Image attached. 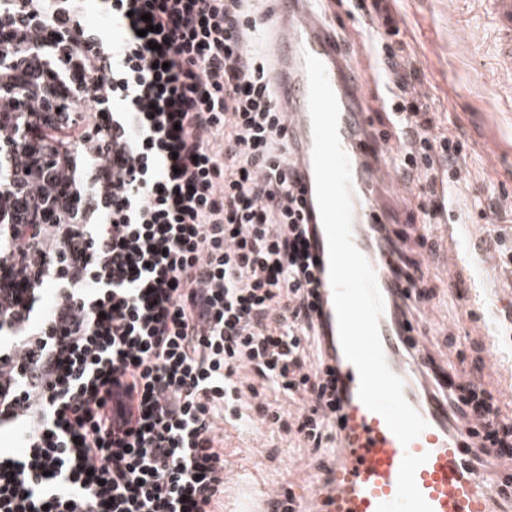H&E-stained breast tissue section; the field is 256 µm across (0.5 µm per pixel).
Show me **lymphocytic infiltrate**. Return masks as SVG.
Instances as JSON below:
<instances>
[{"label": "lymphocytic infiltrate", "mask_w": 512, "mask_h": 512, "mask_svg": "<svg viewBox=\"0 0 512 512\" xmlns=\"http://www.w3.org/2000/svg\"><path fill=\"white\" fill-rule=\"evenodd\" d=\"M0 0V512H216L224 427L325 469L340 399L256 0ZM419 244L470 198L387 0H345ZM52 302H44L45 292ZM300 401L286 416L267 396ZM512 461V417L449 388Z\"/></svg>", "instance_id": "lymphocytic-infiltrate-1"}]
</instances>
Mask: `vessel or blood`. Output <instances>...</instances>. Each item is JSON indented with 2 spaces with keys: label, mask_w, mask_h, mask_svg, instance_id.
Here are the masks:
<instances>
[{
  "label": "vessel or blood",
  "mask_w": 512,
  "mask_h": 512,
  "mask_svg": "<svg viewBox=\"0 0 512 512\" xmlns=\"http://www.w3.org/2000/svg\"><path fill=\"white\" fill-rule=\"evenodd\" d=\"M484 2L498 82L512 95V0ZM284 3L277 22L275 81L296 162L297 185L310 222L318 225L305 69V57L311 54L323 62L339 104V139L352 171L353 241L371 263L383 298L379 329L385 358L391 371L402 378L406 400L427 423L405 446L384 418L362 403L358 372L340 345L330 281L322 279L320 306L331 364L341 388V430L336 457L310 494L308 512H492L498 490L471 465L478 420L452 417L447 400L420 391L414 384L431 365L417 319H404L398 311L406 297L415 293L409 282L390 272L402 244L378 242L391 221L385 191L398 185L400 176L385 151L384 132L367 110L370 75L351 71L327 26V16L315 7L314 0ZM432 233L442 245L436 257L439 270L457 275L455 225H434Z\"/></svg>",
  "instance_id": "b4317fda"
}]
</instances>
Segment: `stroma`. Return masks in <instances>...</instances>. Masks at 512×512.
Listing matches in <instances>:
<instances>
[{
  "label": "stroma",
  "mask_w": 512,
  "mask_h": 512,
  "mask_svg": "<svg viewBox=\"0 0 512 512\" xmlns=\"http://www.w3.org/2000/svg\"><path fill=\"white\" fill-rule=\"evenodd\" d=\"M392 8L403 22L440 127L461 133L471 146L470 193L490 205L500 189L512 192V112L489 108L499 87L488 69L486 45L465 52L454 39L455 20L479 27L478 6L475 0H394ZM408 245L411 257L429 268V299L423 307L428 324L425 345L443 363L481 371L486 386L500 390L502 380L490 362L512 366V338L502 333L503 322L512 319V274L498 269L485 275L480 263L484 257L498 260V251L487 242L481 225L464 226L462 252L471 274L458 299L449 297L442 276L431 273L433 255L416 240ZM229 462L239 476L253 469L264 481L290 483L298 494L307 492L316 474L310 449L295 447L285 434L266 438L256 458L248 449H231Z\"/></svg>",
  "instance_id": "stroma-1"
}]
</instances>
